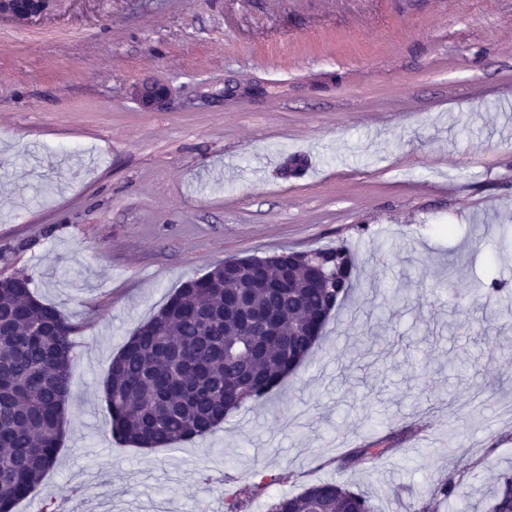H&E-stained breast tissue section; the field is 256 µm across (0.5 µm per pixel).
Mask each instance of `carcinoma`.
Listing matches in <instances>:
<instances>
[{
	"label": "carcinoma",
	"instance_id": "1",
	"mask_svg": "<svg viewBox=\"0 0 512 512\" xmlns=\"http://www.w3.org/2000/svg\"><path fill=\"white\" fill-rule=\"evenodd\" d=\"M272 258L227 261L185 282L112 358L104 381L111 433L140 448H164L214 433L227 414L259 400L298 370L318 337L311 318L330 317L359 280L346 245ZM321 262L329 277L316 280ZM288 278L289 287L275 284ZM501 283H480L489 304ZM74 330L57 307L37 299L26 276L0 278V512H13L56 463L70 396ZM385 450L352 448L344 465ZM267 512H374L345 483L313 484L277 498ZM487 512H512V472L498 478Z\"/></svg>",
	"mask_w": 512,
	"mask_h": 512
}]
</instances>
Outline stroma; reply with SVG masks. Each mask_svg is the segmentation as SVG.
I'll use <instances>...</instances> for the list:
<instances>
[{
    "label": "stroma",
    "mask_w": 512,
    "mask_h": 512,
    "mask_svg": "<svg viewBox=\"0 0 512 512\" xmlns=\"http://www.w3.org/2000/svg\"><path fill=\"white\" fill-rule=\"evenodd\" d=\"M146 83L169 100L143 109ZM339 243L364 274L265 402L173 447L113 437L108 365L185 281ZM511 257L512 0H59L0 21V277L75 326L59 461L17 512H256L271 482L331 480L375 512H486L512 471ZM391 288L408 304L383 319Z\"/></svg>",
    "instance_id": "35a3bbf8"
}]
</instances>
